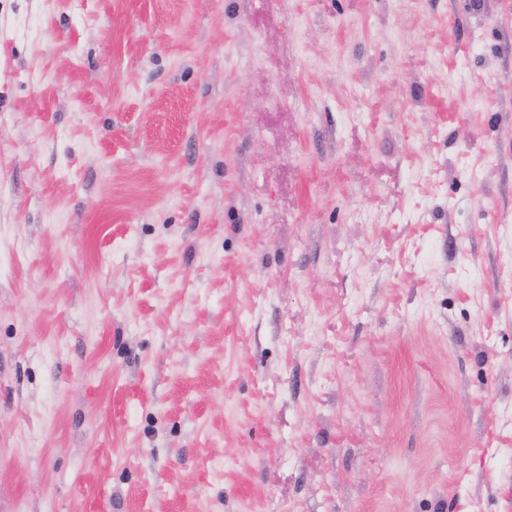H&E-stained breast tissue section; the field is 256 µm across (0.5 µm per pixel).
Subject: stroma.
<instances>
[{
    "mask_svg": "<svg viewBox=\"0 0 512 512\" xmlns=\"http://www.w3.org/2000/svg\"><path fill=\"white\" fill-rule=\"evenodd\" d=\"M0 512H512V0H0Z\"/></svg>",
    "mask_w": 512,
    "mask_h": 512,
    "instance_id": "35a3bbf8",
    "label": "stroma"
}]
</instances>
